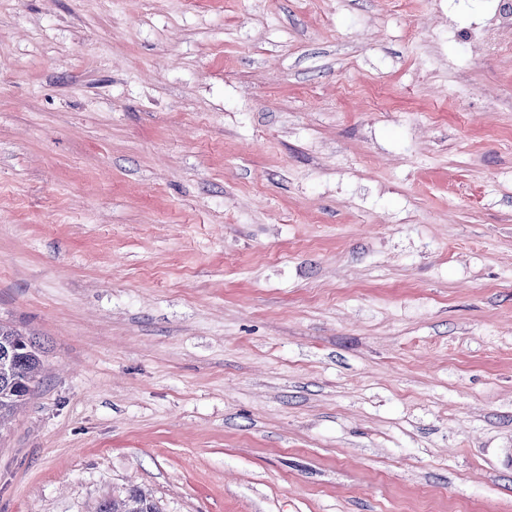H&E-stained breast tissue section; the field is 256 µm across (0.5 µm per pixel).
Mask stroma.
I'll list each match as a JSON object with an SVG mask.
<instances>
[{
  "mask_svg": "<svg viewBox=\"0 0 512 512\" xmlns=\"http://www.w3.org/2000/svg\"><path fill=\"white\" fill-rule=\"evenodd\" d=\"M495 0H0V512H512ZM43 353L33 338L0 323V431L34 394ZM157 504L143 495L132 491L124 499H112L102 502L97 512H158Z\"/></svg>",
  "mask_w": 512,
  "mask_h": 512,
  "instance_id": "obj_1",
  "label": "stroma"
}]
</instances>
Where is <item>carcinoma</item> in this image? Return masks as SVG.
<instances>
[{"instance_id":"obj_1","label":"carcinoma","mask_w":512,"mask_h":512,"mask_svg":"<svg viewBox=\"0 0 512 512\" xmlns=\"http://www.w3.org/2000/svg\"><path fill=\"white\" fill-rule=\"evenodd\" d=\"M43 370V350L33 338L0 323V428L34 394ZM97 512H158L157 504L141 493L102 502Z\"/></svg>"}]
</instances>
